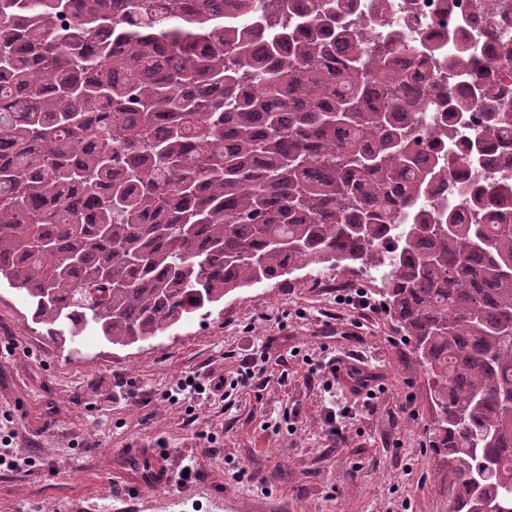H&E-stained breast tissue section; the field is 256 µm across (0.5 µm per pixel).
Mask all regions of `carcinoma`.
<instances>
[{
    "label": "carcinoma",
    "mask_w": 512,
    "mask_h": 512,
    "mask_svg": "<svg viewBox=\"0 0 512 512\" xmlns=\"http://www.w3.org/2000/svg\"><path fill=\"white\" fill-rule=\"evenodd\" d=\"M349 0H0V278L33 323L149 342L309 266L385 269L436 410L456 512H512V183L469 175L471 224L421 204L464 163L424 153L481 106L512 167V92L420 88L410 41L344 25ZM305 15L293 28L289 18ZM449 65L477 68L466 39Z\"/></svg>",
    "instance_id": "carcinoma-1"
}]
</instances>
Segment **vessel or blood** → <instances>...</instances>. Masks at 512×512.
<instances>
[{"label":"vessel or blood","mask_w":512,"mask_h":512,"mask_svg":"<svg viewBox=\"0 0 512 512\" xmlns=\"http://www.w3.org/2000/svg\"><path fill=\"white\" fill-rule=\"evenodd\" d=\"M174 472L168 449L126 448L115 455L112 475L124 494H138L145 488L167 489Z\"/></svg>","instance_id":"vessel-or-blood-1"}]
</instances>
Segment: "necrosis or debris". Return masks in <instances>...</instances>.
I'll list each match as a JSON object with an SVG mask.
<instances>
[{"label":"necrosis or debris","mask_w":512,"mask_h":512,"mask_svg":"<svg viewBox=\"0 0 512 512\" xmlns=\"http://www.w3.org/2000/svg\"><path fill=\"white\" fill-rule=\"evenodd\" d=\"M345 21L353 29L368 24L378 41L410 40L432 49V70L445 87L475 80L448 65L457 35H465L480 60L494 62L499 82L512 87V67L501 61L504 49L512 46V0H392L389 12L377 17L362 0H352Z\"/></svg>","instance_id":"4bbe7bcc"}]
</instances>
